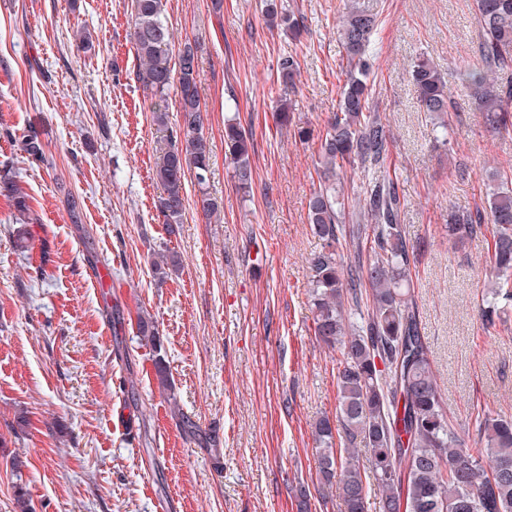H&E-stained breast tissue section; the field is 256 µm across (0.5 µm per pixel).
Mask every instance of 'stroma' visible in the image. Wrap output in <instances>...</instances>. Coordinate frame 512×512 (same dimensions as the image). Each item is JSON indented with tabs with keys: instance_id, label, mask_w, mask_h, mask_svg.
I'll return each instance as SVG.
<instances>
[{
	"instance_id": "1",
	"label": "stroma",
	"mask_w": 512,
	"mask_h": 512,
	"mask_svg": "<svg viewBox=\"0 0 512 512\" xmlns=\"http://www.w3.org/2000/svg\"><path fill=\"white\" fill-rule=\"evenodd\" d=\"M376 13L373 107L391 129L386 167L405 199L403 222L420 249L412 294L438 383L456 423L475 408L512 418V315L485 328L477 305L491 280L488 240L462 244L444 224L452 206L483 205L488 170L512 173V136L486 129L471 91L448 83L449 130L423 112L409 79L415 56L448 71L474 65L473 0H359ZM345 0H282L304 19L300 43L268 29L262 0H166L173 46L199 44L204 132L214 150L210 190L220 220L196 209L186 180L183 222L168 230L155 202V146L183 120L169 98L167 129L152 120L136 80L131 0H0V176L29 197L26 247L0 186V512H16L23 482L35 512H297L292 478L315 474V421L336 412V353L312 331L308 259L318 240L308 199L319 186L318 144L344 78L336 22ZM91 34L94 53L77 48ZM295 56V86L278 62ZM293 102V128L273 103ZM251 128L254 183L235 187L224 118ZM36 130L44 158L22 135ZM174 251L179 270L156 273ZM109 278L96 280L100 269ZM155 320L175 383L171 413L152 356L113 306ZM122 342L128 362L116 361ZM187 415L210 441L187 436ZM24 460L22 478L11 470Z\"/></svg>"
}]
</instances>
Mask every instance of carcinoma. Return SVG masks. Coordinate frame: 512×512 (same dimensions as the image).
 Returning a JSON list of instances; mask_svg holds the SVG:
<instances>
[{
    "mask_svg": "<svg viewBox=\"0 0 512 512\" xmlns=\"http://www.w3.org/2000/svg\"><path fill=\"white\" fill-rule=\"evenodd\" d=\"M475 6L480 63L456 75L468 84L487 128L509 135L512 78L502 75L512 71V0H475ZM264 20L300 39L299 20L283 13L278 0H266ZM377 27V16L356 0L344 5L336 35L345 54V80L337 110L319 136L320 184L308 201V222L319 240L308 261L313 335L339 353L336 414L314 425L315 490L325 501L337 497L339 512H367L374 489L379 512H512V418L477 412L467 436L478 447H467L443 401L411 294L418 246L401 224L404 202L385 170L391 132L373 109L369 83L368 47ZM130 29L139 61L136 78L154 123L168 128L173 87L182 113V133L156 148L158 217L170 227L182 223L188 173L198 187L196 209L217 216L224 200L209 190L212 149L203 132L207 109L199 93V46L186 40L177 54L170 52L164 0H133ZM297 75L294 56L283 58L282 82L293 85ZM409 77L422 111L448 130V75L418 57ZM290 112L292 100L279 98L274 114L280 126L288 127ZM22 143L28 155L43 157L36 132L23 135ZM224 144L236 188L248 196L254 139L235 115L224 121ZM356 169L377 176L349 196L345 178ZM489 179L485 207L448 209V237L470 240L483 234L485 221L494 225L487 255L492 285L479 304L482 323L493 327L512 306V174L494 169ZM137 333L152 349L159 386L174 393L154 321L138 315Z\"/></svg>",
    "mask_w": 512,
    "mask_h": 512,
    "instance_id": "1",
    "label": "carcinoma"
}]
</instances>
